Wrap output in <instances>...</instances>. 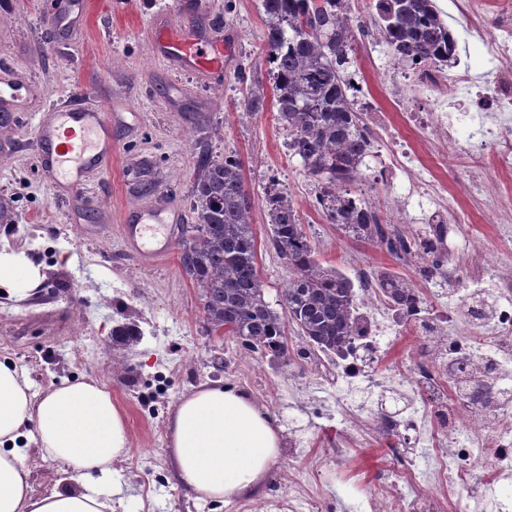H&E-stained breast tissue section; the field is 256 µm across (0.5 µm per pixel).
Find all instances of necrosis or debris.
Returning a JSON list of instances; mask_svg holds the SVG:
<instances>
[{"label":"necrosis or debris","instance_id":"1","mask_svg":"<svg viewBox=\"0 0 512 512\" xmlns=\"http://www.w3.org/2000/svg\"><path fill=\"white\" fill-rule=\"evenodd\" d=\"M484 37L489 54L501 62L490 86H472L467 74L450 75L421 59L412 80L431 88L447 86V96L427 97L418 107L395 84L390 111L369 95L359 96L357 104L374 134L391 136L396 113L440 152L466 156L488 223L507 229L512 198L491 177L485 158L494 156L498 169L512 167V0H501ZM411 191L434 202L424 217L429 230L448 233L464 223L463 213L446 211L441 182L419 180ZM442 259L433 296L442 303V317L426 325L430 336L419 349L421 362L399 380L410 404L371 417L356 404L355 394L375 392L372 367L389 357L390 337L420 333L423 325L388 308L371 270L358 268L355 350L332 359L342 409L336 443L344 445L348 433L368 429L389 438L392 467L380 472L370 495L376 512H471L476 505L483 512H512V500L501 494L502 486L512 482V279H498L490 307L450 303L446 281H462L473 264L482 273L492 272L502 256L480 249L467 256L446 252ZM464 381L490 388L492 405L469 403L459 391Z\"/></svg>","mask_w":512,"mask_h":512}]
</instances>
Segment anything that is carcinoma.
Returning a JSON list of instances; mask_svg holds the SVG:
<instances>
[{"label": "carcinoma", "mask_w": 512, "mask_h": 512, "mask_svg": "<svg viewBox=\"0 0 512 512\" xmlns=\"http://www.w3.org/2000/svg\"><path fill=\"white\" fill-rule=\"evenodd\" d=\"M350 0H261L266 22L265 55L272 80L276 120L288 133V151L320 187L316 202L330 224L357 242H388L380 217L351 189L367 177L361 170L373 146L355 86L344 74L356 50ZM377 25L390 55L410 63L426 56L446 65L456 59L457 40L434 0H381ZM266 92L250 89L247 111L264 108ZM196 223L179 243V266L190 280L210 329L223 331L243 349L288 364L287 331L307 346L341 356L353 333L354 282L323 262L288 195L271 179L266 204L271 244L294 276L280 295L281 310L266 299L256 261L251 198L243 164L235 155L198 156L192 191ZM385 300L401 310L413 303L411 279L376 271ZM127 348L141 332L112 331Z\"/></svg>", "instance_id": "carcinoma-1"}]
</instances>
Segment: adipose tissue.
I'll return each mask as SVG.
<instances>
[{
  "mask_svg": "<svg viewBox=\"0 0 512 512\" xmlns=\"http://www.w3.org/2000/svg\"><path fill=\"white\" fill-rule=\"evenodd\" d=\"M16 367L0 363V512H112V494L97 478L124 460L130 446L125 414L95 380L62 383L40 400ZM34 426L44 456L66 463L72 491L35 495L31 469L15 442ZM173 475L188 497L227 502L259 492L281 453L268 412L240 390L202 385L180 400L168 422Z\"/></svg>",
  "mask_w": 512,
  "mask_h": 512,
  "instance_id": "obj_1",
  "label": "adipose tissue"
}]
</instances>
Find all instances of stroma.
<instances>
[{"instance_id": "35a3bbf8", "label": "stroma", "mask_w": 512, "mask_h": 512, "mask_svg": "<svg viewBox=\"0 0 512 512\" xmlns=\"http://www.w3.org/2000/svg\"><path fill=\"white\" fill-rule=\"evenodd\" d=\"M72 0H0V72L8 71L23 105L16 115L0 113V250L25 255L39 269L43 288L20 298L0 289V362L25 375L39 397L63 382L97 379L124 411L131 447L104 487L119 485L114 512H258L295 490L296 478L318 466L325 478L329 512H374L367 491L382 461L380 438L353 434L345 455L336 453L340 414L331 386L318 385L315 369L301 358L305 343L289 335L287 363L244 355L239 343L209 334L198 296L184 277L178 241L196 218L192 187L200 145L213 154L238 156L251 197L257 262L276 302L292 271L268 237L264 187L277 177L292 200L307 235L329 265L353 274L358 265L414 277L417 268L380 244H357L340 235L314 207L316 186L287 150L288 135L275 109L246 111L247 88L269 80L264 59L265 17L261 0H87L88 9L68 30L50 17L66 14ZM458 42L460 69L471 81L490 79L496 65L487 55L482 30L464 16V0H436ZM353 79L387 105L390 74L401 71L379 44L374 0H357ZM192 24L200 35L224 31L227 50L222 77L201 81L174 70L152 45L154 21ZM106 113L116 153L108 172L89 175L79 186L56 191L40 170L37 129L50 109L73 95ZM412 175L447 183L468 220L454 238L456 250L506 248L494 225L483 219L484 203L462 188L464 167L441 162L435 149L420 147ZM387 157L370 152L363 170L374 178L364 198L381 218L392 215L407 192L406 175L388 180ZM173 203L163 233L167 254L134 255L123 236L124 209L155 200ZM81 321L71 327L68 315ZM131 321L141 331L127 350L112 344L115 326ZM221 383L249 394L280 429L285 452L274 462L259 498L224 503L194 501L173 477L167 455V422L174 406L204 384ZM308 449L288 456L296 442ZM36 493L51 492L64 464L41 459L32 438L20 439Z\"/></svg>"}]
</instances>
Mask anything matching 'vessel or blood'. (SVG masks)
Here are the masks:
<instances>
[{
  "label": "vessel or blood",
  "mask_w": 512,
  "mask_h": 512,
  "mask_svg": "<svg viewBox=\"0 0 512 512\" xmlns=\"http://www.w3.org/2000/svg\"><path fill=\"white\" fill-rule=\"evenodd\" d=\"M154 44L159 56L204 79L224 62L223 35L204 41L188 25H157ZM38 146L44 169L56 181L72 186L79 185L87 172L109 171L116 151L104 113L83 107L77 99L53 108L38 127ZM165 220V208L156 205L123 213V235L128 243H135L138 236L160 230Z\"/></svg>",
  "instance_id": "obj_1"
}]
</instances>
